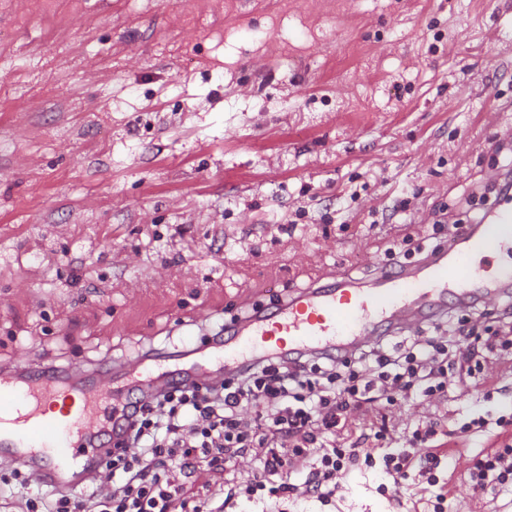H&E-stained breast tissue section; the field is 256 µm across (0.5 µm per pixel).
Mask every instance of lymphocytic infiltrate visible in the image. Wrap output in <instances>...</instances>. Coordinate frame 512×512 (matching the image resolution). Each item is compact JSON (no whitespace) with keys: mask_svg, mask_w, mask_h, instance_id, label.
Wrapping results in <instances>:
<instances>
[{"mask_svg":"<svg viewBox=\"0 0 512 512\" xmlns=\"http://www.w3.org/2000/svg\"><path fill=\"white\" fill-rule=\"evenodd\" d=\"M452 353L474 385L487 383L480 336L451 325L443 336L379 338L342 360L329 352L273 353L226 378L202 373L179 388L151 386L134 408L113 407L123 429L81 486L38 484L18 462L0 476V499L18 512H240L246 502L274 512L293 496L330 502L359 458L380 465L392 490L414 466L433 485L436 456L394 448L375 458L367 443L386 439L385 431L361 434L345 448L336 439L352 410L395 405L414 387L428 408H439ZM206 470L223 473L224 482L187 496ZM468 475L473 489L490 496L511 489L512 448L475 461Z\"/></svg>","mask_w":512,"mask_h":512,"instance_id":"lymphocytic-infiltrate-1","label":"lymphocytic infiltrate"}]
</instances>
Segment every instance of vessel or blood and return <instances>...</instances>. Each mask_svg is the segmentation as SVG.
Returning <instances> with one entry per match:
<instances>
[{
  "label": "vessel or blood",
  "mask_w": 512,
  "mask_h": 512,
  "mask_svg": "<svg viewBox=\"0 0 512 512\" xmlns=\"http://www.w3.org/2000/svg\"><path fill=\"white\" fill-rule=\"evenodd\" d=\"M506 228L512 229L510 204L465 227L448 250L418 268L381 267L365 288L340 274L250 315L213 350L212 371L232 373L265 353L328 349L344 356L388 329L415 330L448 305L475 297L496 301L501 289L512 287V265L490 277L473 259L502 245ZM142 378L135 363L123 371L108 363L89 371L76 367L66 375L51 362L24 357L15 369L0 370V463L23 459L39 481L78 486L101 466L102 451L116 435L101 405H131Z\"/></svg>",
  "instance_id": "vessel-or-blood-1"
}]
</instances>
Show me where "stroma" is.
<instances>
[{
	"label": "stroma",
	"mask_w": 512,
	"mask_h": 512,
	"mask_svg": "<svg viewBox=\"0 0 512 512\" xmlns=\"http://www.w3.org/2000/svg\"><path fill=\"white\" fill-rule=\"evenodd\" d=\"M0 0V365L199 353L219 325L337 274L371 284L386 249L445 241L502 204L492 141L512 128V0ZM496 392L448 387L438 485L353 466L330 503L284 512H489L464 465L512 446V353ZM506 416L489 432L473 417ZM418 399L352 414L396 443Z\"/></svg>",
	"instance_id": "obj_1"
}]
</instances>
